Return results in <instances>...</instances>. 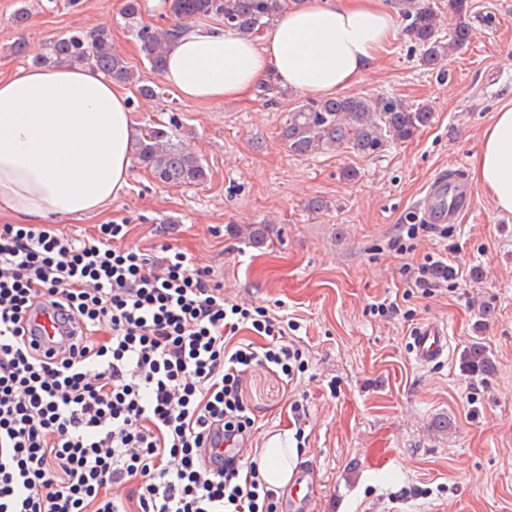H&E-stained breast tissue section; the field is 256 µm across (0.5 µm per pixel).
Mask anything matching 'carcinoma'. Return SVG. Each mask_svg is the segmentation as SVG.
<instances>
[{"mask_svg":"<svg viewBox=\"0 0 512 512\" xmlns=\"http://www.w3.org/2000/svg\"><path fill=\"white\" fill-rule=\"evenodd\" d=\"M287 5L288 0H168L167 13L172 24L160 29L141 21L142 0H126L123 14L141 43L150 72L159 74L171 41L192 20L221 18L225 28L242 36H254L267 28ZM399 5L407 21V36L419 50L421 65L428 68L439 65L469 41L470 28L463 21L453 28L450 37L441 36L440 15L424 0H399ZM11 52L15 56L32 57L34 65L67 63L92 68L113 80H133L141 96H157V84L147 76L132 73L123 56L113 48L112 37L102 31L70 32L34 52L26 41L20 40ZM432 119L433 110L427 104L414 107L392 97L351 95L301 105L288 113L279 136L299 156L327 151L372 156L391 139L414 138ZM134 155L154 179L165 185L194 184L207 177L198 156L170 142L163 129L142 132L134 143ZM267 234L265 224H250L241 229L243 238L255 247L267 243ZM462 363L476 375H488L495 369L487 347L480 342L471 343L463 351Z\"/></svg>","mask_w":512,"mask_h":512,"instance_id":"1","label":"carcinoma"}]
</instances>
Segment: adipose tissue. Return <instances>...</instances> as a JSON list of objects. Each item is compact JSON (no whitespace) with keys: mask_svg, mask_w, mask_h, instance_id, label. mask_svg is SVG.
<instances>
[{"mask_svg":"<svg viewBox=\"0 0 512 512\" xmlns=\"http://www.w3.org/2000/svg\"><path fill=\"white\" fill-rule=\"evenodd\" d=\"M390 0H301L258 37L215 26L191 29L169 48L162 72L180 97L241 99L267 75L297 93L352 86L398 38ZM135 135L128 95L89 68L28 66L0 76V214L21 224L101 214L128 185ZM471 180L512 213V106L483 133ZM295 449L272 436L262 479L286 487Z\"/></svg>","mask_w":512,"mask_h":512,"instance_id":"1","label":"adipose tissue"}]
</instances>
